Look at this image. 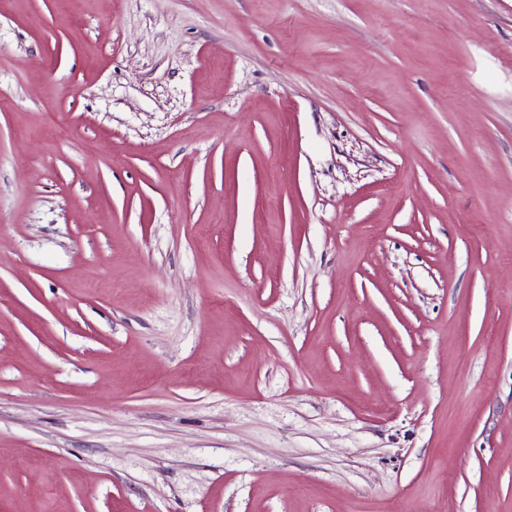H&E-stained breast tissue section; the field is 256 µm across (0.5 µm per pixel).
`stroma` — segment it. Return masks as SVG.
Wrapping results in <instances>:
<instances>
[{
    "label": "stroma",
    "instance_id": "stroma-1",
    "mask_svg": "<svg viewBox=\"0 0 512 512\" xmlns=\"http://www.w3.org/2000/svg\"><path fill=\"white\" fill-rule=\"evenodd\" d=\"M0 512H512V0H0Z\"/></svg>",
    "mask_w": 512,
    "mask_h": 512
}]
</instances>
